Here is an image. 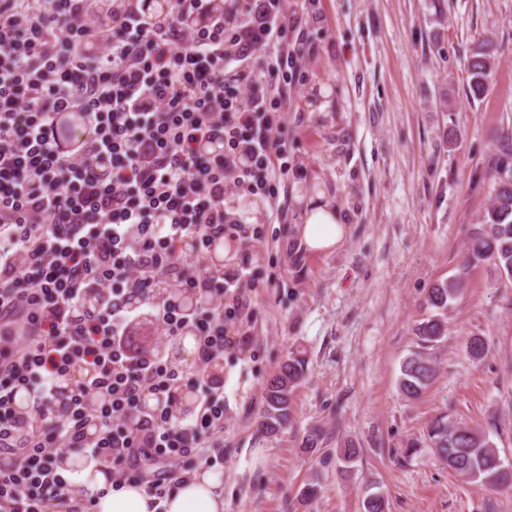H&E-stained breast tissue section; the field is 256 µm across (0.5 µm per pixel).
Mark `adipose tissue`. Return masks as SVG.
<instances>
[{
  "label": "adipose tissue",
  "instance_id": "obj_1",
  "mask_svg": "<svg viewBox=\"0 0 512 512\" xmlns=\"http://www.w3.org/2000/svg\"><path fill=\"white\" fill-rule=\"evenodd\" d=\"M346 235L344 218L335 207L314 206L305 213L299 227L301 242L315 252L333 250ZM61 470L67 473L77 494L91 498L93 512H224L221 477L203 468L175 487L156 509L151 507V498L143 485L131 482L115 491L96 468H80L65 461Z\"/></svg>",
  "mask_w": 512,
  "mask_h": 512
}]
</instances>
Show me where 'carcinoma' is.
<instances>
[{"instance_id": "1", "label": "carcinoma", "mask_w": 512, "mask_h": 512, "mask_svg": "<svg viewBox=\"0 0 512 512\" xmlns=\"http://www.w3.org/2000/svg\"><path fill=\"white\" fill-rule=\"evenodd\" d=\"M497 49L492 42L476 46L470 56L469 93L482 96L491 75V60ZM501 166L490 172L494 181L492 203L481 224L474 225L467 240L466 265L488 264L500 276L512 277V178L500 175ZM464 288L461 276L435 283L428 291L427 304L434 309H448ZM447 334L445 319L431 318L417 328V350L411 352L401 365L398 388L406 398L420 395L435 374L434 362L429 350L440 343ZM308 361L304 352L296 351L268 380L265 387V407L262 426L275 435L291 421L293 393L305 380ZM427 447L448 464V468L471 482L501 485L508 481L511 470L504 467L500 455L489 434L462 422L439 416L432 421L427 432ZM359 456L353 444L345 442L333 454H326L322 461H336L340 470L348 471Z\"/></svg>"}]
</instances>
